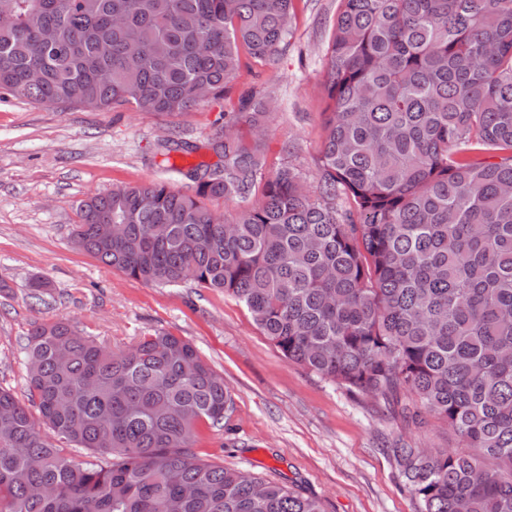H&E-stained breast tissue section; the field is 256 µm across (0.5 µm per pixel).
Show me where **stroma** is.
Listing matches in <instances>:
<instances>
[{"instance_id": "35a3bbf8", "label": "stroma", "mask_w": 512, "mask_h": 512, "mask_svg": "<svg viewBox=\"0 0 512 512\" xmlns=\"http://www.w3.org/2000/svg\"><path fill=\"white\" fill-rule=\"evenodd\" d=\"M339 0H295L288 49L265 64L243 58L232 97L185 112L48 107L0 101V386L28 402L27 335L34 319H67L112 348L167 331L190 340L221 376L233 400L228 427L204 430V458L321 500L325 512H418L388 450L405 442L454 449L446 426H407L368 397L289 363L254 324L247 308L219 291L188 282L146 284L101 264L70 237L78 205L115 185L164 181L212 162L207 142L254 91L277 98L266 133V172L282 148L309 186L328 101L321 91L324 55ZM188 150L161 155L168 136ZM48 283L44 300L35 280Z\"/></svg>"}]
</instances>
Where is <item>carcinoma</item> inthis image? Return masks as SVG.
<instances>
[{"label":"carcinoma","mask_w":512,"mask_h":512,"mask_svg":"<svg viewBox=\"0 0 512 512\" xmlns=\"http://www.w3.org/2000/svg\"><path fill=\"white\" fill-rule=\"evenodd\" d=\"M293 0H0V90L40 105L172 114L270 61ZM312 191L266 177L275 99L251 93L218 157L81 201L73 244L147 284L244 304L285 359L460 451L388 449L420 512H512V0H339ZM247 203L226 218L204 200ZM28 391L76 460L0 387V512H324L197 451L228 425L224 378L188 340L114 351L31 324Z\"/></svg>","instance_id":"carcinoma-1"}]
</instances>
